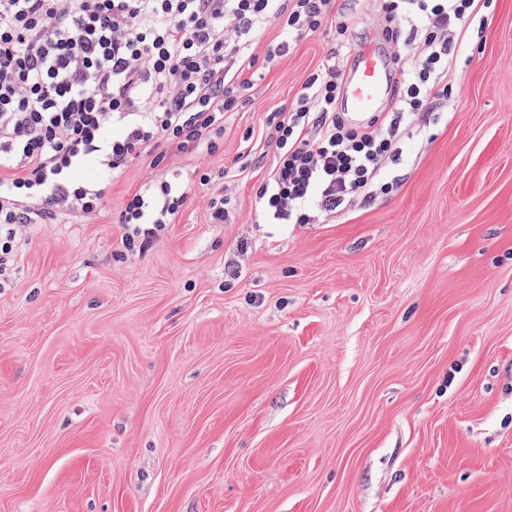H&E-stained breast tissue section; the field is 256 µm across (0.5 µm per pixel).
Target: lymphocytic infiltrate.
Masks as SVG:
<instances>
[{
	"instance_id": "f902f5d3",
	"label": "lymphocytic infiltrate",
	"mask_w": 512,
	"mask_h": 512,
	"mask_svg": "<svg viewBox=\"0 0 512 512\" xmlns=\"http://www.w3.org/2000/svg\"><path fill=\"white\" fill-rule=\"evenodd\" d=\"M480 0H382L398 72L389 111L364 127L341 105L335 56L313 72L266 137L273 166L256 191L265 224H311L390 184L388 163L424 113L448 100V61ZM335 0H0V224L100 214L106 178L133 161L153 178L119 214L132 249L174 223L189 182L175 167L219 151L227 113L243 109L250 72L333 15ZM334 16V15H333ZM274 26L265 55L255 39Z\"/></svg>"
}]
</instances>
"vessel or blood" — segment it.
I'll return each instance as SVG.
<instances>
[{"instance_id": "obj_1", "label": "vessel or blood", "mask_w": 512, "mask_h": 512, "mask_svg": "<svg viewBox=\"0 0 512 512\" xmlns=\"http://www.w3.org/2000/svg\"><path fill=\"white\" fill-rule=\"evenodd\" d=\"M391 79L384 53L375 45L364 46L344 79L347 110L358 119L379 111L389 96Z\"/></svg>"}]
</instances>
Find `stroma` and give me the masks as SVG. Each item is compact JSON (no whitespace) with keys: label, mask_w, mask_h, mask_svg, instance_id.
Wrapping results in <instances>:
<instances>
[{"label":"stroma","mask_w":512,"mask_h":512,"mask_svg":"<svg viewBox=\"0 0 512 512\" xmlns=\"http://www.w3.org/2000/svg\"><path fill=\"white\" fill-rule=\"evenodd\" d=\"M462 33L452 97L389 164L391 193L259 223L275 110L334 22L252 78L208 191L126 250L119 212L16 224L0 269V512H512V0ZM376 0L347 54L380 40ZM193 174L198 177L201 186H210V197L208 200V219L212 224H224L228 214L227 206L230 200L224 195V184L217 183L215 177L210 172H206L200 167H195Z\"/></svg>","instance_id":"obj_1"}]
</instances>
